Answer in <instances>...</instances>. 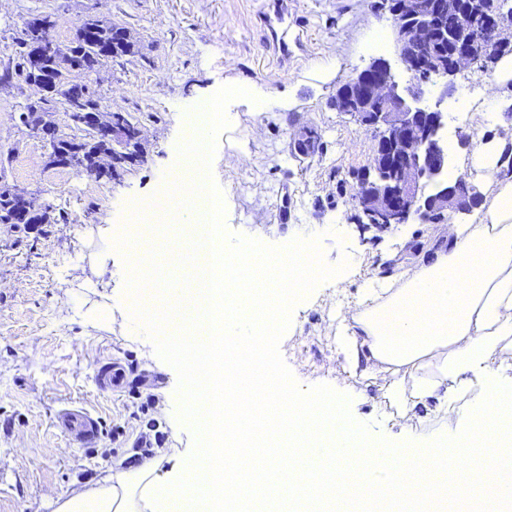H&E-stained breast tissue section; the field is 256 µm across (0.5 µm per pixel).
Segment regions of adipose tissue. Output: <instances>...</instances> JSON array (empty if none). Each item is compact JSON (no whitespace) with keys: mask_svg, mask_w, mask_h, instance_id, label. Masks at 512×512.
<instances>
[{"mask_svg":"<svg viewBox=\"0 0 512 512\" xmlns=\"http://www.w3.org/2000/svg\"><path fill=\"white\" fill-rule=\"evenodd\" d=\"M492 90L486 111L512 108V56L498 58L485 78ZM468 162L492 191L473 220L449 221L443 228L446 244L425 262L386 281L361 269L346 258L345 273L359 277L364 293L343 308L336 352L350 375L388 374L383 397L402 414L429 406L431 423L414 443L389 448L366 440L362 424L350 412L346 396H306L289 393L281 380L269 387L279 417L266 423L272 438L286 431L298 432L311 445L307 463L282 448L267 449L254 465L253 480L275 478L281 490L316 483L343 502L372 497L380 484H390L400 498L427 499L449 472H463L475 488L504 486V474L512 469V454L500 452L498 443L512 440V122L499 121L494 136L477 141ZM201 164L176 163L164 178L167 188L187 200V208L175 211L174 224L186 230L190 255L202 259L199 235L215 236L219 226L200 230L190 203L202 187ZM171 224V225H174ZM171 225L141 226L126 223L124 238L148 235L162 242ZM330 228L329 219L294 231L287 248L275 259L283 271L263 280L256 272L262 261L250 237L237 247L238 259L224 269V281L243 284L242 295L229 294L225 306L235 311L225 322L224 333L234 338L240 324L264 316L270 325L285 318L289 304L302 298L314 281V264L307 255L315 241ZM208 299H200L191 315V335L172 334L178 318L156 317L155 324L165 351L186 362L191 393H203L200 412L191 413L201 446L193 452L188 468L173 473L170 482L160 480L167 454L145 459L137 467L113 462L88 483H74L63 494L51 496L53 512H224L232 500L224 485V473L240 467L241 453L223 448L224 431L245 427L262 399L252 389L253 374L243 373L235 356L218 362ZM226 385L223 401L212 400L218 385ZM466 416L470 434L485 456L472 468L469 454L459 440L454 464H447L439 426L449 417Z\"/></svg>","mask_w":512,"mask_h":512,"instance_id":"adipose-tissue-1","label":"adipose tissue"}]
</instances>
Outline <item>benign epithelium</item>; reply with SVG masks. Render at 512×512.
<instances>
[{
	"label": "benign epithelium",
	"instance_id": "7a95c632",
	"mask_svg": "<svg viewBox=\"0 0 512 512\" xmlns=\"http://www.w3.org/2000/svg\"><path fill=\"white\" fill-rule=\"evenodd\" d=\"M471 0H384L394 25L400 62L414 85H400L389 62L379 59L361 70L349 84L347 99L361 123L376 140L369 165L371 176L358 184L361 223L397 227L416 220L430 224L436 216L467 211L475 197L448 186V146L440 132L448 117V93L455 79L474 65L472 41L456 44L448 65L429 63L438 41L447 36L439 17L448 10L467 13ZM443 80L436 101L423 103V86Z\"/></svg>",
	"mask_w": 512,
	"mask_h": 512
}]
</instances>
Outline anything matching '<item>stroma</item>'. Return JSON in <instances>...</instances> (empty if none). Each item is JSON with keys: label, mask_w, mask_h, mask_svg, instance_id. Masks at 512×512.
Masks as SVG:
<instances>
[{"label": "stroma", "mask_w": 512, "mask_h": 512, "mask_svg": "<svg viewBox=\"0 0 512 512\" xmlns=\"http://www.w3.org/2000/svg\"><path fill=\"white\" fill-rule=\"evenodd\" d=\"M265 7L266 0H0V67L28 13L53 14L62 47L91 16L127 28L135 54L107 64L95 90L109 110L131 113L143 136L142 154L119 178L51 167L42 140L19 120L37 91L19 78L0 86V172L56 218L31 230L0 224V512H50L47 493H65L116 459L135 464L157 448L175 452L165 470L187 469L199 440L188 421L185 369L160 349L150 324L129 312L130 255L107 227L155 193L187 136L188 108L241 81L268 86L294 105L275 112L232 105V125L220 128L209 149L206 189L224 199L225 251L246 235L272 248L292 229L341 217L333 237L317 247L327 274L315 299L290 306L287 327L266 350L272 372L302 395L340 386L355 393L353 414L376 443L407 439L427 417L421 406L410 420L399 419L381 397L383 378H348L336 353L341 305L362 286L357 277L337 280L338 260L351 254L363 269L392 277L428 258L438 241L435 224H408L402 241L393 230L359 223L352 195L375 141L332 104L340 85L378 57L392 63L401 83H411L394 46L369 47L373 28L392 29L393 21L380 0H290L305 25L290 29L299 45L283 62L260 22ZM321 61L336 63L335 78L314 74ZM446 132L449 170L474 182L464 155L476 139L492 137L494 125L471 110L462 124L448 122ZM111 360L126 373L112 393L93 380ZM164 398L162 418L156 404ZM65 405L99 418L102 433L92 447H79L57 425Z\"/></svg>", "instance_id": "1"}]
</instances>
